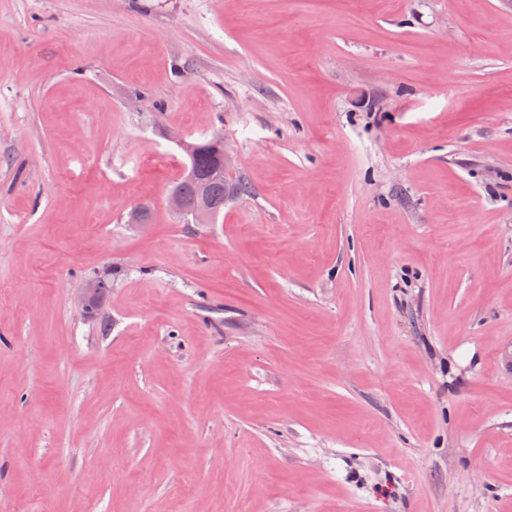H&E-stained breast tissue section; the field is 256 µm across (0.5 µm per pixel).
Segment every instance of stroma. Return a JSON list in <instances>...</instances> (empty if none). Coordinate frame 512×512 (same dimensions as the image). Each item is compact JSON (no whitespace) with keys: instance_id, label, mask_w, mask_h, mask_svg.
Masks as SVG:
<instances>
[{"instance_id":"35a3bbf8","label":"stroma","mask_w":512,"mask_h":512,"mask_svg":"<svg viewBox=\"0 0 512 512\" xmlns=\"http://www.w3.org/2000/svg\"><path fill=\"white\" fill-rule=\"evenodd\" d=\"M0 512H512V6L0 0ZM241 192H248V188L243 184V182H239L237 185L230 187L226 182H224V178L211 180L210 196L213 202V209L206 220L217 217L223 213L224 199L226 200L228 195L233 196L234 194Z\"/></svg>"}]
</instances>
